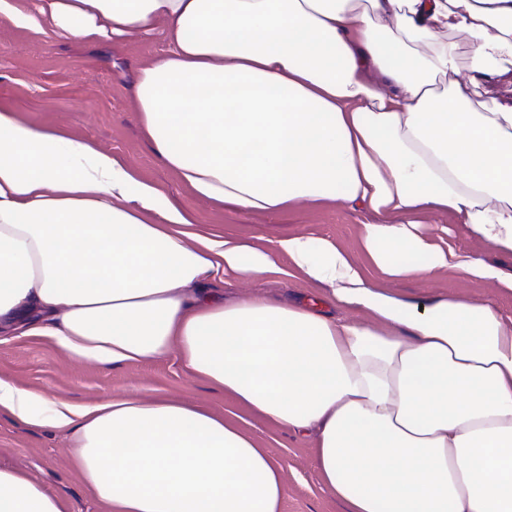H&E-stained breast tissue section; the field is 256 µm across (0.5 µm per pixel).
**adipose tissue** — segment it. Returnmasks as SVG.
<instances>
[{
    "label": "adipose tissue",
    "mask_w": 512,
    "mask_h": 512,
    "mask_svg": "<svg viewBox=\"0 0 512 512\" xmlns=\"http://www.w3.org/2000/svg\"><path fill=\"white\" fill-rule=\"evenodd\" d=\"M0 15L58 38L157 31L135 105L158 158L194 194L251 213L345 203L371 267L288 235L266 251L193 228L111 152L0 110V337L44 336L103 367L173 355L223 393L78 405L0 379V412L63 432L107 512H281L282 463L256 419L315 436L345 512H512V315L487 300L412 298L398 281L452 271L512 294V272L449 247L453 215L512 254V0H46ZM467 40V79L458 45ZM337 309L224 299L217 270L277 273L273 252ZM0 512H67L0 469ZM485 97L499 102L512 101V72L487 82L482 89Z\"/></svg>",
    "instance_id": "obj_1"
}]
</instances>
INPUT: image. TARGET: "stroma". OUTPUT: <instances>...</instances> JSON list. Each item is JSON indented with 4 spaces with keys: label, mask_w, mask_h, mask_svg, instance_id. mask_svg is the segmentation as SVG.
Here are the masks:
<instances>
[{
    "label": "stroma",
    "mask_w": 512,
    "mask_h": 512,
    "mask_svg": "<svg viewBox=\"0 0 512 512\" xmlns=\"http://www.w3.org/2000/svg\"><path fill=\"white\" fill-rule=\"evenodd\" d=\"M166 48L164 38L156 32L132 40L91 43L61 40L0 17V109L13 112L24 123L92 141L118 156L154 183L164 197L179 199L201 231L268 241L288 234H309L362 259L358 231L360 224L373 219L367 211L326 206L251 214L212 206L183 187L155 154L135 110L139 72ZM436 221L448 225L452 247L512 271L511 255L486 251L452 216L440 215ZM208 285L228 297L271 296L290 302L319 296L314 286L297 277L240 281L220 272ZM399 290L419 296H481L492 300L502 314L512 315L511 294L492 295L483 285L454 274L427 283L406 282ZM0 377L47 398L75 404L125 395L195 400L217 411L226 407L222 393L186 373L175 357L113 368L79 364L46 337L17 336L0 343ZM249 431L284 466L287 493L282 512H342L341 504L320 488L313 436L259 421L253 422ZM0 468L22 470L48 492L65 499L69 512H104L71 469L62 432L35 429L1 413Z\"/></svg>",
    "instance_id": "stroma-1"
}]
</instances>
